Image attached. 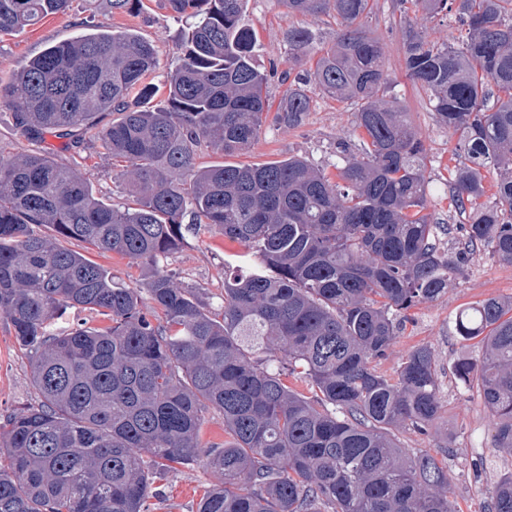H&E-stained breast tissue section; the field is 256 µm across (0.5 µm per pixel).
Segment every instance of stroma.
<instances>
[{
	"mask_svg": "<svg viewBox=\"0 0 512 512\" xmlns=\"http://www.w3.org/2000/svg\"><path fill=\"white\" fill-rule=\"evenodd\" d=\"M373 11L366 25L381 41L385 64L394 81L391 93L411 114L425 153L426 192L429 210L436 223L464 224L466 215L449 204L448 182L459 159L454 151L456 139L438 122L427 95L405 76L403 27L405 23L423 25L432 40L460 44L466 32L454 16L438 15L421 19L415 13L401 14L396 0H373ZM140 11H112L105 0H71L63 14L51 15L36 25L0 36V81L10 82L14 71L37 56L48 45L95 30H131L155 47L158 67L151 74L153 83L164 84L179 55L178 37L184 22L164 0H144ZM246 19L255 29L258 42L255 61L269 73L268 96L272 103L286 94L294 77L307 70L295 62L288 49V31L304 28L318 43H331L338 26L328 15H292L278 0H247ZM358 146L353 127V108L336 99L313 94L310 110L300 125L288 126L268 117L252 150L242 155L245 163H267L291 155L305 157L336 176L338 143ZM68 138L45 135L34 140L22 133L12 109L0 105V152L42 153L67 163L88 179L95 195L113 208L124 210L132 200L126 186L116 178L111 156L100 146H68ZM239 243L224 238L215 229L188 234L184 244L160 262L185 288H197L212 311H220L224 294V264L241 253ZM489 297H512V264L500 262L489 250L477 251L464 270L452 277L447 292L408 312L399 336L379 371L394 375L402 358L414 347L425 346L434 354L438 370V396L442 418L435 428L420 433L411 429L397 434L402 447L413 453L448 452V468L454 475L449 497L457 512H488L489 491L501 474L512 471V454L493 446V418L477 385L464 384L451 372L453 360L462 354L478 356L473 342L463 340L455 328L457 312ZM28 352L21 349L13 329L0 316V416L11 409L35 402ZM218 479L202 465L177 467L166 472L156 484L151 499L153 512H197L202 496L217 485Z\"/></svg>",
	"mask_w": 512,
	"mask_h": 512,
	"instance_id": "stroma-1",
	"label": "stroma"
}]
</instances>
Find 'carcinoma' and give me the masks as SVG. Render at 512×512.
Segmentation results:
<instances>
[{
	"label": "carcinoma",
	"instance_id": "cac0c4a2",
	"mask_svg": "<svg viewBox=\"0 0 512 512\" xmlns=\"http://www.w3.org/2000/svg\"><path fill=\"white\" fill-rule=\"evenodd\" d=\"M279 2L340 25L321 47L308 30L288 31L291 54L314 60L278 106L290 126L311 92L354 107L360 149L337 146V182L294 155L198 163L204 147L248 152L269 111L247 0H167L188 23L162 87L147 81L155 47L128 31L64 40L0 84V104L29 137L93 132L136 203L112 208L47 155L0 154V314L32 353L40 398L0 423V512H150L149 466L161 460L224 476L198 512H455L447 458L412 455L395 435L441 418L431 350L411 349L394 377L378 364L404 312L438 299L477 250L512 264V0H399L430 16L454 4L467 31L458 47L412 26L404 41L406 76L463 158L448 199L470 219L447 249L428 212L419 133L386 95L382 45L359 22L371 0ZM69 3L0 0V33ZM110 112L120 118L102 123ZM488 171L489 206L479 203ZM203 227L241 243L249 261L225 265L220 319L159 268ZM71 240L143 264L142 282L115 280ZM72 309L108 324L54 329ZM455 324L482 356L457 357L453 375L479 378L493 447L512 450V298L468 306ZM209 410L224 416V443L202 448ZM489 496V512H512V472Z\"/></svg>",
	"mask_w": 512,
	"mask_h": 512
}]
</instances>
